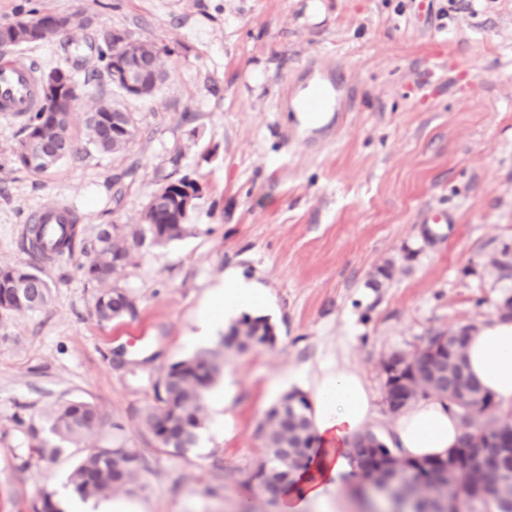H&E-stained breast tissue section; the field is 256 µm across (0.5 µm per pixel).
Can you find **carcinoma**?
<instances>
[{"label": "carcinoma", "instance_id": "obj_1", "mask_svg": "<svg viewBox=\"0 0 512 512\" xmlns=\"http://www.w3.org/2000/svg\"><path fill=\"white\" fill-rule=\"evenodd\" d=\"M54 15L19 19L0 25V33L23 37L27 26L45 27ZM128 50L153 62V77L144 86L143 94L153 96L166 75V64L171 55L168 45L150 39H132ZM98 62L111 86L112 54L109 47L99 50ZM118 117L122 125L115 134L112 119ZM52 121L61 137L71 140L72 115L65 112L47 115L38 110L29 118L26 134ZM85 135L87 145L103 153L126 151L136 135L137 125L132 113L107 97H100L94 109L86 113ZM25 142H20L14 162L34 173H41L54 163L30 164L24 157ZM187 222H178V212L163 204L159 209L146 210L140 224H112L101 230L94 246V256L82 266L86 280L98 285L94 297V313L101 323H110L136 313L135 298L126 289L112 283V275L133 263L145 245L161 246L182 238L188 231ZM76 224H62L52 237H44L42 228L35 230V241L40 252L62 254L72 249ZM49 285L37 273V268L24 263L0 265V313L27 311L47 304ZM450 337L447 346L432 355L429 350L442 338ZM469 328L464 327L450 335L436 332L412 355L391 353L383 367L401 366L409 375L410 384L394 387L392 377L385 376V393L392 396L404 393L400 408L430 396L448 400L457 410L463 432L458 451L469 466L448 470V460L438 458L424 461L402 459L367 430L356 435L352 442V462L355 464L356 486L353 494L366 498L372 490L365 485H392L407 488L402 496L405 512H512V468H492L484 465L487 448L494 440L512 436V421L499 414L491 398L466 372L465 350ZM276 336L265 318L244 317L231 325L222 337L227 351L243 352L251 348L270 347ZM220 372L216 357L209 351L192 358L172 363L159 379L155 401L142 417L157 447L168 453L184 455L196 447L204 418V393L215 382ZM306 397L300 392L286 394L267 414L260 425L265 438L263 457L252 479L262 491L275 501L282 487L294 475L305 471L312 459L314 434L311 430ZM49 431L55 441L39 440L33 452L51 460L61 455V448L75 445L103 426V417L97 407L86 400L68 399L57 403L48 414ZM141 469L140 458L127 448L93 446L80 449V455L70 471L67 483L82 498L99 496L132 482ZM484 483L494 489L490 498L474 496L472 489Z\"/></svg>", "mask_w": 512, "mask_h": 512}]
</instances>
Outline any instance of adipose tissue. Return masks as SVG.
<instances>
[{"label": "adipose tissue", "instance_id": "obj_1", "mask_svg": "<svg viewBox=\"0 0 512 512\" xmlns=\"http://www.w3.org/2000/svg\"><path fill=\"white\" fill-rule=\"evenodd\" d=\"M264 288L235 268L213 288L196 319L198 341L212 338L226 319L255 312ZM468 371L502 409H512V321L493 319L472 332L466 351ZM288 386L309 397L316 438L312 461L279 497L280 512H306L310 503L328 500L352 479L350 442L374 422L375 397L359 370L345 359H325L299 370ZM458 415L446 400L430 397L408 405L391 424V446L404 459L447 457L459 444Z\"/></svg>", "mask_w": 512, "mask_h": 512}]
</instances>
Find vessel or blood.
<instances>
[{"mask_svg": "<svg viewBox=\"0 0 512 512\" xmlns=\"http://www.w3.org/2000/svg\"><path fill=\"white\" fill-rule=\"evenodd\" d=\"M303 81H316L317 94L298 99L286 96L279 104V110L302 113L332 112L331 121L324 123V130H333L335 124L343 123L346 117L347 101L345 91L348 81L336 75L329 66L318 65L308 69ZM38 104L35 74L31 67L7 58L0 59V112H30ZM75 218L73 208L64 201L54 202L33 211L31 220L37 224H65Z\"/></svg>", "mask_w": 512, "mask_h": 512, "instance_id": "b4317fda", "label": "vessel or blood"}]
</instances>
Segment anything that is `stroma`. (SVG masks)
Returning <instances> with one entry per match:
<instances>
[{
	"mask_svg": "<svg viewBox=\"0 0 512 512\" xmlns=\"http://www.w3.org/2000/svg\"><path fill=\"white\" fill-rule=\"evenodd\" d=\"M43 14L78 26L9 57L39 74L67 65L83 82L78 136L97 96L117 95L96 71L101 29L160 39L172 54L153 97L121 99L138 122L125 153L83 150L34 174L14 162L26 115H0V265L28 261L41 204L67 200L79 214L72 251L40 267L47 305L0 314V512H32L46 490L69 497L76 447L54 461L31 451L65 399L104 415L92 444L142 460L112 501L279 512L252 474L280 378L343 356L382 396L390 352L479 327L512 297V277L492 264L512 262V0H0V24ZM312 63L344 71L352 106L314 153L277 109ZM185 176L204 189L189 234L118 270L137 315L98 322L80 271L98 231L140 223L152 193ZM441 212L447 223H432ZM230 268L264 285L276 344L226 353L234 389L206 393L198 447L160 451L142 424L154 385L203 346L196 317Z\"/></svg>",
	"mask_w": 512,
	"mask_h": 512,
	"instance_id": "35a3bbf8",
	"label": "stroma"
}]
</instances>
